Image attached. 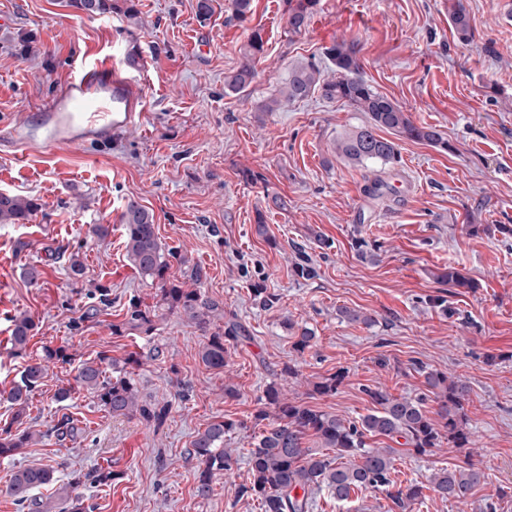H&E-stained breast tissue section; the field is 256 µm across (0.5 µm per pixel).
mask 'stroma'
Masks as SVG:
<instances>
[{
	"instance_id": "obj_1",
	"label": "stroma",
	"mask_w": 512,
	"mask_h": 512,
	"mask_svg": "<svg viewBox=\"0 0 512 512\" xmlns=\"http://www.w3.org/2000/svg\"><path fill=\"white\" fill-rule=\"evenodd\" d=\"M473 28L460 44L448 0H318L302 33L288 31L287 0H253L246 21L215 0L200 21L196 0H136L141 26L120 14L87 16L67 0H0V122L26 123L82 61L111 55L144 87L143 110L111 141L28 148L0 129V192L40 200L31 223L0 224V390L19 381L43 346L65 347L30 403L24 428L39 442L0 458V512H19L7 492L19 467L69 471L108 468L111 484H85L89 512H260L244 494L253 416L269 384L284 398L343 419L368 414L366 388L394 397L424 391V369L464 380L470 443L418 455L398 447L391 479L422 496L399 510L385 491L337 500L313 494L311 512H512V27L497 22L498 0H463ZM265 54L241 95L224 92L252 31ZM37 49L20 56L18 34ZM357 41L362 77L398 102L414 123L438 129L441 149L398 138L394 165L353 167L336 157V137L366 116L320 95L262 111L290 66L323 61L325 48ZM139 48V66L126 57ZM384 187L367 192L373 179ZM151 209L163 244L191 256L206 274L201 291L224 305L248 334L230 349L223 371L206 368L207 338L174 315L152 336L116 337L123 307L147 287L125 257L119 216L127 199ZM90 224H108L90 239ZM80 252L85 277L109 290L108 314L81 320L94 304L64 262L49 252ZM309 258L312 276L301 275ZM40 265L42 281L23 276ZM473 282L453 288L448 268ZM272 294L263 305L255 289ZM347 307L373 316L351 323ZM28 313L37 334L25 352L9 343L10 319ZM312 348H293L301 328ZM141 355L134 379L144 399L171 402L162 427L100 411L87 392L67 406L54 400L81 361ZM296 376L284 374L285 365ZM347 369L338 392L310 397L314 382ZM238 395H224L225 384ZM86 437L58 442L48 430L62 416ZM234 421L226 437L236 462L216 475L209 498L196 495L200 467L188 451L215 418ZM473 460L487 479L467 502L434 490L442 468Z\"/></svg>"
}]
</instances>
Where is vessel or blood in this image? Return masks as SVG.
<instances>
[{"instance_id":"1","label":"vessel or blood","mask_w":512,"mask_h":512,"mask_svg":"<svg viewBox=\"0 0 512 512\" xmlns=\"http://www.w3.org/2000/svg\"><path fill=\"white\" fill-rule=\"evenodd\" d=\"M142 103L138 82L111 60L93 58L73 69L60 92L12 136L18 145L80 146L130 123Z\"/></svg>"}]
</instances>
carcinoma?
<instances>
[{
  "instance_id": "cac0c4a2",
  "label": "carcinoma",
  "mask_w": 512,
  "mask_h": 512,
  "mask_svg": "<svg viewBox=\"0 0 512 512\" xmlns=\"http://www.w3.org/2000/svg\"><path fill=\"white\" fill-rule=\"evenodd\" d=\"M68 5L87 14L120 13L132 22L138 21V10L133 0H68ZM317 0H295L288 9V32L299 34L306 28ZM449 18L458 40L469 43L473 32L470 18L461 0H454ZM264 54V40L254 31L243 46L240 65L224 76V94L233 95L246 91L256 76L255 63ZM331 63L322 67L314 62L298 63L288 69V75L277 93L270 95L261 105L263 112H276L283 103L308 99L319 92L328 100H336L353 107L367 116V123L333 142V152L353 166L365 167L369 163L393 164L399 159L398 144L378 134L391 130L412 141L425 142L434 147L448 148L440 132L432 126L415 124L408 112L387 96L378 92L360 75L361 62L358 43L340 41L325 51ZM41 204L32 197L0 192V224H27L40 210ZM127 259L150 285L155 287L150 305L139 297L129 299L124 319L112 325V335L129 336L149 334L155 330L158 311L163 309L175 314L210 338L199 350L200 362L209 369L222 370L227 364L229 348L246 337L243 326L236 321L224 320V307L216 300L201 293L196 285L201 283L200 266L190 264V259L175 248L166 247L157 233L153 212L135 199L127 201L120 215ZM68 257V268L75 276L84 273V264L78 253L66 254L55 250V258ZM191 268L189 281L167 276L171 262ZM99 294L100 306H91L79 320L94 318L111 305L108 289L95 285L89 294ZM36 323L27 314L12 318L9 336L16 352L26 350L34 336ZM67 363L70 355L63 347H43L42 355L31 359L21 372L20 381L9 392L8 400L14 406L13 422L21 424L28 416L32 396L48 376L49 363ZM140 355L130 352L121 360L104 354L87 360L78 367L75 385L59 388L54 400L64 403L72 394L86 391L96 399L97 406L114 416H140L143 420L161 427L169 414L170 404H147L141 400L132 369L140 366ZM346 377L339 371L313 384L312 394L330 396L336 393ZM426 391L412 397H393L379 389H365L373 408L354 421L343 420L327 411L303 403L288 402L281 391L270 386L265 391L264 408L254 415L257 423H264L254 437L248 454L252 482L248 490L259 500L261 512H308L314 487L325 485L339 500H345L355 489L382 488L387 491L394 505L403 508L422 494L418 485H407L390 490L395 449L369 448L366 439L380 437L390 440L404 439L403 446L418 455L437 448L446 439L456 448L469 442L464 405L468 387L458 378L442 372L425 373ZM437 404L435 416L427 410L429 396ZM235 427L232 421L222 418L211 422L198 433L190 454L202 466L197 486L198 496L211 495L215 473L232 469V451L224 447V437ZM58 440H75L86 430L65 420L54 426ZM307 437L319 448H307ZM37 438L29 430L12 431V426L0 428V458L14 456ZM330 448L331 456L322 452ZM50 465L20 467L9 478L7 492L25 512H87L77 490L86 482L106 484L112 481V471L97 468L83 473L74 470L67 481L59 484ZM485 481L484 471L470 460L450 469H441L432 477L434 490L461 502L473 489ZM54 486L52 494L36 497L33 492Z\"/></svg>"
}]
</instances>
